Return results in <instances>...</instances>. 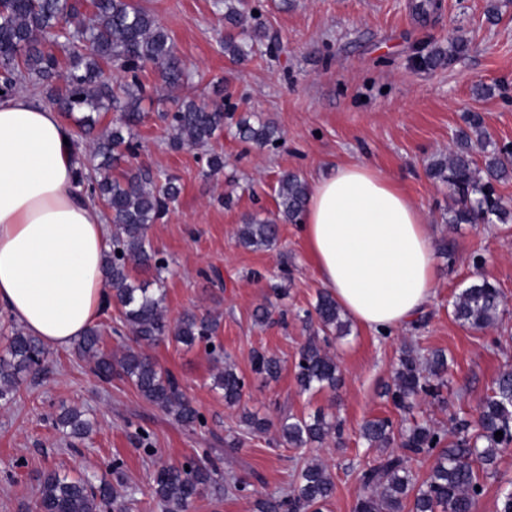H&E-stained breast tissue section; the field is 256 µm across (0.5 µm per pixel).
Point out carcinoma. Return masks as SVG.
<instances>
[{"mask_svg":"<svg viewBox=\"0 0 512 512\" xmlns=\"http://www.w3.org/2000/svg\"><path fill=\"white\" fill-rule=\"evenodd\" d=\"M234 0H214L224 21L241 25L242 12ZM91 15L82 11L81 0H0V94L7 96L23 83L41 86L49 102L65 117L76 120L80 128H95L92 113L109 107L121 117L112 128L98 134L93 153L101 158L89 172L78 171L80 183L92 200L104 203L113 226L112 248L103 264L105 285L112 303L120 309L121 324L136 340L150 345L168 338L192 347L213 339L220 328L219 319L209 313L186 312L173 325L163 314L164 289L148 288L133 281L136 267L153 268L156 282L163 283L165 259L153 249L150 226L176 201L180 190L170 178L160 184L148 169L138 168L113 175L118 161L136 157L140 143L132 127L141 120L140 103L144 87L139 80L143 67L152 63L168 88H180L192 81V74L177 56L174 43L156 17L135 0H92ZM253 27L241 37L224 41V53L236 61L247 59L254 45L274 44L257 16ZM123 74L125 82L111 85L106 69ZM162 118L172 131L171 146L185 143L208 144L224 130V107L208 106L194 99L181 100ZM239 137L265 145L279 139L268 124L246 120L238 123ZM481 153L477 165L475 153ZM431 178L448 185L456 196V207L448 211L450 224H478L496 220L512 223V207L497 196L495 185L512 179V150L499 147L483 127L477 114L465 117L448 154L429 164ZM277 217L249 219L238 229L237 238L246 248L272 246L277 239V223L297 224L308 199V184L293 172L283 173L278 181ZM504 312L500 288L482 278L463 288L453 301V314L461 324L485 329L496 324ZM316 321L317 330L301 347L296 362V382L303 393L334 390L338 386V367L322 346L331 336L349 332L344 313L333 296L318 295L313 311L305 312V321ZM6 352L0 355V402H12L27 375H37L46 360L40 341L14 327L7 338ZM78 353L93 364V373L102 380L117 375L127 379L148 401L164 409L184 427L202 425L200 413L184 393L177 378L160 369L142 351L128 350L117 357L102 348L101 331L90 328L77 343ZM279 361L263 353L255 356L254 372L266 379L277 378ZM448 375L447 357L434 351L426 358L408 351L399 359L393 389L388 391L395 407L403 412L412 408L422 395L435 397ZM245 386L229 362L214 378V388L229 404L240 401ZM55 426L65 435L87 438L93 428L90 417L77 408H64L55 415ZM503 432V437L495 433ZM278 432L283 443L306 448L323 443L341 433L338 420L316 412L308 417L281 419ZM368 447L381 455L361 474L369 494L360 497L353 512H474L483 491L477 470L484 472L495 463L501 449L512 445V370L502 372L486 399L477 424L455 423L453 439L448 431L434 424H415L398 432L384 418L368 420L362 427ZM415 456L435 458L430 474L417 483L412 469ZM217 485L216 469L187 463L183 467H165L153 477L152 493L167 512H188L193 500ZM335 492L328 468L312 464L303 468L299 483L286 493L261 499L258 512H322ZM123 512L122 494L108 481L98 484L87 477L69 478L48 471L39 480L38 512H102L107 504Z\"/></svg>","mask_w":512,"mask_h":512,"instance_id":"cac0c4a2","label":"carcinoma"}]
</instances>
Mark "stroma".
<instances>
[{
    "label": "stroma",
    "mask_w": 512,
    "mask_h": 512,
    "mask_svg": "<svg viewBox=\"0 0 512 512\" xmlns=\"http://www.w3.org/2000/svg\"><path fill=\"white\" fill-rule=\"evenodd\" d=\"M417 2L245 0V8L261 11L280 51L270 55L261 48L240 63L224 53L233 29L212 0H139L194 74L192 85L169 92L160 87L157 67H144L142 119L133 129L141 151L128 162L163 172L180 188L149 230L168 263L165 316L173 323L191 310L220 316L216 341L246 387L240 404L225 402L212 387L219 364L205 344L146 346L204 417L202 427L186 428L126 379L98 380L76 349L49 352L47 372L27 380L13 402L0 404V512H34L38 480L51 470L122 481L125 512H165L152 494L153 476L191 459L216 465L222 490L196 498L189 512H256L258 498L287 491L312 460L334 477L326 512H352L364 492L361 472L379 454L361 427L373 418L401 423L387 389L408 350H440L449 363L441 399L418 400L415 418L476 422L499 373L512 366V224H448L455 198L426 169L451 148L468 112L482 116L497 146H512V0H438L423 13ZM435 51L450 55V62L418 65L417 56ZM481 84L491 86V95H476ZM186 97L223 104L224 130L208 146L175 150L159 115ZM244 119L277 128L279 143L242 141L236 125ZM214 153L224 158L216 175L206 165ZM344 162L366 163L394 180L452 253L437 255V296L409 329L385 336L351 326L327 346L341 387L303 393L295 363L309 333L296 314L311 308L323 288L307 244L294 224L281 225L277 243L263 249L239 245L237 230L250 218L274 217L281 171L309 182ZM255 270L263 280L252 278ZM478 278L495 282L505 303L499 321L484 330L462 326L451 306L453 296ZM269 304L278 312L275 322L256 323L255 309ZM258 352L279 360L276 379L254 373ZM63 405L94 416L89 438L71 441L56 429L53 416ZM319 409L341 422L343 447L281 443L276 422ZM246 410L269 419L272 429L244 430ZM115 459L121 462L117 475L110 469ZM237 481L246 491L232 490ZM483 485L477 512H497L502 493L512 490V447L500 451Z\"/></svg>",
    "instance_id": "stroma-1"
}]
</instances>
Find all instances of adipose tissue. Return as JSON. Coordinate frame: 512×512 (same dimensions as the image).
I'll list each match as a JSON object with an SVG mask.
<instances>
[{"label":"adipose tissue","instance_id":"obj_1","mask_svg":"<svg viewBox=\"0 0 512 512\" xmlns=\"http://www.w3.org/2000/svg\"><path fill=\"white\" fill-rule=\"evenodd\" d=\"M64 115L0 98V306L51 350L74 346L110 306L111 241L79 184ZM300 232L341 309L376 333L408 327L435 299V239L424 212L373 167L336 165L311 184Z\"/></svg>","mask_w":512,"mask_h":512}]
</instances>
